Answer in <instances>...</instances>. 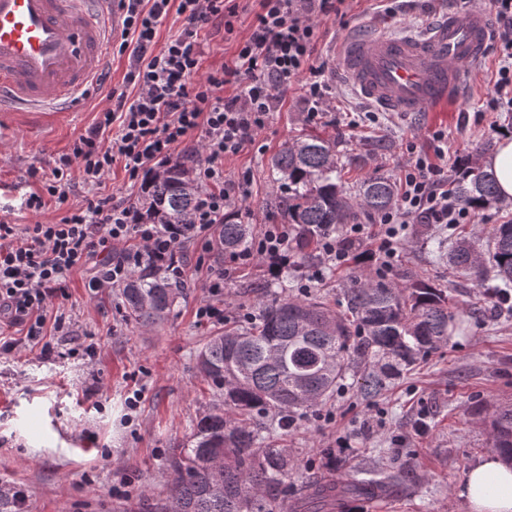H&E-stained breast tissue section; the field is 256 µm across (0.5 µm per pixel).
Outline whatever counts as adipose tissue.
<instances>
[{
  "mask_svg": "<svg viewBox=\"0 0 512 512\" xmlns=\"http://www.w3.org/2000/svg\"><path fill=\"white\" fill-rule=\"evenodd\" d=\"M457 495L470 512H512V468L487 456L468 470Z\"/></svg>",
  "mask_w": 512,
  "mask_h": 512,
  "instance_id": "1",
  "label": "adipose tissue"
}]
</instances>
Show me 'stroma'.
<instances>
[{
	"label": "stroma",
	"instance_id": "1",
	"mask_svg": "<svg viewBox=\"0 0 512 512\" xmlns=\"http://www.w3.org/2000/svg\"><path fill=\"white\" fill-rule=\"evenodd\" d=\"M458 2L353 0L344 20H324L317 53L328 65L332 111L305 122L301 91L292 87L282 93L281 106L270 113L255 145L224 161L227 179L244 172L251 177L249 197L231 206L254 232L266 222L262 206L274 190L268 161L302 132L336 138L352 184L375 173L399 179L408 148L433 151L438 131L448 136L452 160L512 132V112L486 109L499 66L493 51L473 70L463 98L410 117L379 112L367 119L366 102L338 76L336 48L354 29L372 24L392 32L421 30ZM253 22L250 0H238L232 35L213 26L203 31V71L220 69ZM97 94L87 93L68 112L1 118L0 180L39 191L33 170H50L59 155L71 152L97 120ZM139 192L118 167L98 185L85 184L76 172L70 202L84 208L111 195L133 203ZM450 235L438 224L407 225L389 276L399 279L408 269L445 289L464 317L461 331L441 353L389 380L374 398L363 399L352 388L336 394L324 406L335 423L310 414L290 431L271 424L269 443L285 449L290 466L284 483L266 493L269 512H319L315 486L367 479L380 466L398 468L400 484L379 501L347 496L343 512H377L381 503L388 512H468L454 491L469 468L492 452L482 419L493 406L512 402V307L492 302L474 279L434 261L438 240ZM185 254L189 290L167 323L140 326L127 320L118 291L90 294L80 269L48 306L49 312H65L74 330L73 337H60L58 354L48 358L23 344L0 354V488L25 487V512H155L171 482L170 458L203 416L223 408V395L197 370L199 350L241 311H255L257 299L292 285L296 273L290 266L275 275L259 263L224 261V319L206 323L194 312L207 298L203 281L214 260L199 258L192 247ZM90 342L97 345L91 358L82 352ZM135 389L144 398L131 413L125 399ZM420 416L427 423L422 436L414 432ZM340 435L351 449L333 465L327 453Z\"/></svg>",
	"mask_w": 512,
	"mask_h": 512
}]
</instances>
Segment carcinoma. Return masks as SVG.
<instances>
[{"mask_svg":"<svg viewBox=\"0 0 512 512\" xmlns=\"http://www.w3.org/2000/svg\"><path fill=\"white\" fill-rule=\"evenodd\" d=\"M270 165L279 190L270 209L293 225L292 251L301 258L310 256L320 234L397 205L394 184L381 174L365 178L350 201L334 138L287 141ZM196 195L189 166L169 161L147 175L136 210L145 224H183ZM455 195L475 211L488 208L498 200L493 173L467 159ZM215 233L219 257L244 251L252 241L249 225L236 211L224 215ZM439 256L480 287L512 288V223L497 226L484 252L464 236ZM186 288L148 262L131 275L120 296L129 319L159 324L175 315ZM341 305L338 312L317 295L276 296L259 304L258 315L207 340L198 367L224 394V411L200 419L172 458L162 512H269L264 491L283 482L288 458L282 449L263 445L255 417L298 419L336 395L358 367L363 368L356 380L359 391L373 397L388 378L437 354L461 327L446 291L423 281L402 286L362 273L349 278ZM487 422L491 448L512 466V403L492 409ZM396 479L395 473L383 472L345 487L319 486L315 495L330 501L349 494L368 498L374 486H390Z\"/></svg>","mask_w":512,"mask_h":512,"instance_id":"carcinoma-1","label":"carcinoma"}]
</instances>
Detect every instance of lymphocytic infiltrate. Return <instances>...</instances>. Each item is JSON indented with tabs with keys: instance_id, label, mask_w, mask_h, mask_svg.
<instances>
[{
	"instance_id": "lymphocytic-infiltrate-1",
	"label": "lymphocytic infiltrate",
	"mask_w": 512,
	"mask_h": 512,
	"mask_svg": "<svg viewBox=\"0 0 512 512\" xmlns=\"http://www.w3.org/2000/svg\"><path fill=\"white\" fill-rule=\"evenodd\" d=\"M489 7L497 22L493 40L499 67L487 108L512 112V0H490ZM254 8L250 35L238 42L222 70L203 76L198 33L211 25L233 33L236 5L229 0H120L118 49L132 53L126 77L131 89L109 93L95 126L79 137L72 155L59 157L42 174V190L31 193L26 206L41 212L49 198L65 205L72 168H79L84 182L94 185L119 162L135 184L150 168L198 145L204 156L191 165L199 189L196 205L183 224L142 223L134 207L111 196L53 224L39 222L19 230L1 223L0 319L24 325L25 334L19 340H0V353L12 352L24 341L40 346L43 355L55 354V344L46 338L49 319L44 311L76 269L89 267L86 286L95 295L122 286L146 262L182 278L184 266L173 262V255L189 245L209 249L210 230L223 221L230 202L249 196V177L226 181L224 159L255 144L279 102L278 91L300 87L306 122H315L330 109L327 65L316 57L315 48L323 37L322 20L345 17L349 0H254ZM172 13L182 27L157 46V29ZM228 85L235 86L234 95H225ZM403 171L398 203L381 216L374 238L366 237L361 224L318 238L324 265L344 268L366 255L375 259L377 273L385 274L397 254L399 225L473 222L474 212L448 188L444 148L411 155ZM291 239L289 225H266L234 261L248 265L264 260L269 271L280 272L290 263Z\"/></svg>"
}]
</instances>
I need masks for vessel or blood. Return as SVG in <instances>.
<instances>
[{"label": "vessel or blood", "mask_w": 512, "mask_h": 512, "mask_svg": "<svg viewBox=\"0 0 512 512\" xmlns=\"http://www.w3.org/2000/svg\"><path fill=\"white\" fill-rule=\"evenodd\" d=\"M117 17L108 0H0V112L70 108L99 76ZM492 28L491 14L469 5L421 34L358 29L339 45V73L379 111L423 112L462 95Z\"/></svg>", "instance_id": "b4317fda"}]
</instances>
